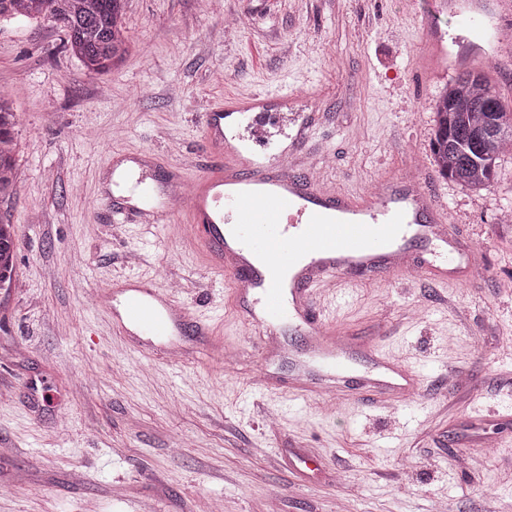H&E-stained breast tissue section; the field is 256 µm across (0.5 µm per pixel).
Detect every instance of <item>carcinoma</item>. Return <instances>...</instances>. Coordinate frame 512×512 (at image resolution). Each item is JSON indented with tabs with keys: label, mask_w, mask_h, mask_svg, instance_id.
<instances>
[{
	"label": "carcinoma",
	"mask_w": 512,
	"mask_h": 512,
	"mask_svg": "<svg viewBox=\"0 0 512 512\" xmlns=\"http://www.w3.org/2000/svg\"><path fill=\"white\" fill-rule=\"evenodd\" d=\"M123 0H0V19H46L67 36L85 68L104 74L128 53ZM16 113L0 96V198L16 193ZM512 153V109L479 69L448 81L436 103L432 159L438 172L474 191L488 189L501 158ZM18 231L0 223V289L11 287Z\"/></svg>",
	"instance_id": "1"
}]
</instances>
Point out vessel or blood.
<instances>
[{
    "label": "vessel or blood",
    "instance_id": "vessel-or-blood-1",
    "mask_svg": "<svg viewBox=\"0 0 512 512\" xmlns=\"http://www.w3.org/2000/svg\"><path fill=\"white\" fill-rule=\"evenodd\" d=\"M446 8L459 27L475 35L484 30L477 0H448ZM421 36L429 51L418 70L424 82L487 57L471 48L449 58L442 31L430 18ZM310 99L307 92L275 97L252 91L210 102L201 126L207 143L223 156V168L190 183L175 171L160 181L143 173L138 154H127V166L112 171L114 192L107 210L117 223L171 224L186 218L193 239L214 268L229 277L236 294L255 297V308L242 316L245 324L303 326L308 342L295 363L298 384L328 376L359 384L362 376L346 374L353 344L345 331L328 327L325 311L314 307L315 294L344 288L367 271L401 269L422 276L424 264L406 265L400 259L408 239L445 246L463 282H471L476 267L467 252L457 249L448 208L426 184L408 187L389 180L359 200L314 177L302 159L316 128V112L302 109ZM276 106L290 108L297 130L288 146L275 149L267 125ZM105 302L117 311L114 325L124 333L155 340L209 333L208 325L152 279L130 276L108 284ZM373 383L406 393L415 387L416 376L381 361Z\"/></svg>",
    "mask_w": 512,
    "mask_h": 512
}]
</instances>
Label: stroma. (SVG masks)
I'll list each match as a JSON object with an SVG mask.
<instances>
[{
    "mask_svg": "<svg viewBox=\"0 0 512 512\" xmlns=\"http://www.w3.org/2000/svg\"><path fill=\"white\" fill-rule=\"evenodd\" d=\"M439 0H125L130 44L88 73L43 20L0 22V89L17 113L11 287L0 290V512H512V156L482 192L430 165L433 104L448 75L417 82L424 18ZM315 89L304 151L360 193L406 177L413 157L485 278L364 277L334 327L419 376L408 396L351 387L297 393L302 336L251 332L224 276L181 226L116 224L109 157L137 151L197 175L218 158L200 125L229 93ZM177 283L214 324L173 367L112 331L95 300L130 275ZM271 385L250 390L259 371Z\"/></svg>",
    "mask_w": 512,
    "mask_h": 512,
    "instance_id": "stroma-1",
    "label": "stroma"
}]
</instances>
